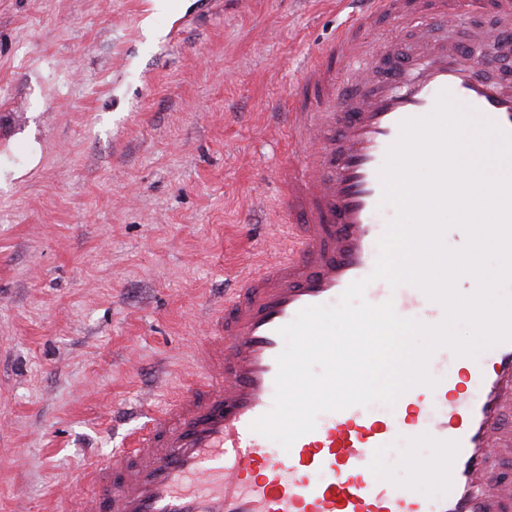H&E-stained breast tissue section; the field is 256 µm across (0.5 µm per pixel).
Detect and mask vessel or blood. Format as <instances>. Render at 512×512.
I'll list each match as a JSON object with an SVG mask.
<instances>
[{
    "label": "vessel or blood",
    "instance_id": "vessel-or-blood-1",
    "mask_svg": "<svg viewBox=\"0 0 512 512\" xmlns=\"http://www.w3.org/2000/svg\"><path fill=\"white\" fill-rule=\"evenodd\" d=\"M359 2L313 52L281 115L296 147L274 171L289 221L282 256L238 272L196 348L192 381L91 469L92 494L65 512H512V483L491 466L512 409V340L477 361L438 347L428 361L433 385H414L384 413L320 414L290 449L250 429L273 405L280 327L305 307L336 305L374 268L386 230L377 219L381 178L401 123L434 111L445 92L495 127V145L512 135V91L493 76L512 0ZM461 12L492 15L494 25L474 27L464 48L399 53L368 39L385 20L410 21L420 34L429 20L450 23ZM368 58L379 70L359 69ZM365 298L427 326L446 315L413 285L376 281ZM402 435L433 450L402 455L412 473L404 487L380 473L383 452Z\"/></svg>",
    "mask_w": 512,
    "mask_h": 512
}]
</instances>
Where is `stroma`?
Here are the masks:
<instances>
[{"instance_id": "35a3bbf8", "label": "stroma", "mask_w": 512, "mask_h": 512, "mask_svg": "<svg viewBox=\"0 0 512 512\" xmlns=\"http://www.w3.org/2000/svg\"><path fill=\"white\" fill-rule=\"evenodd\" d=\"M338 0H0V512H62L276 253L274 102Z\"/></svg>"}]
</instances>
